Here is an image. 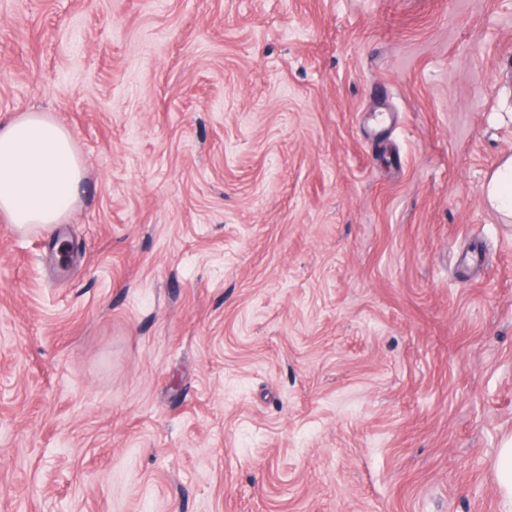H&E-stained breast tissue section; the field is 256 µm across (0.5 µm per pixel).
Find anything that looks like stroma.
<instances>
[{"label": "stroma", "mask_w": 512, "mask_h": 512, "mask_svg": "<svg viewBox=\"0 0 512 512\" xmlns=\"http://www.w3.org/2000/svg\"><path fill=\"white\" fill-rule=\"evenodd\" d=\"M0 512H501L512 0H0ZM82 162L69 130L45 112L0 120V214L18 230L48 231L77 202ZM482 202L488 208L512 217V154H504L486 181Z\"/></svg>", "instance_id": "obj_1"}]
</instances>
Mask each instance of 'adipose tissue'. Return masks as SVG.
I'll use <instances>...</instances> for the list:
<instances>
[{
	"label": "adipose tissue",
	"mask_w": 512,
	"mask_h": 512,
	"mask_svg": "<svg viewBox=\"0 0 512 512\" xmlns=\"http://www.w3.org/2000/svg\"><path fill=\"white\" fill-rule=\"evenodd\" d=\"M82 162L69 130L45 112L0 120V215L18 230H50L77 202ZM482 201L512 217V154L486 181Z\"/></svg>",
	"instance_id": "adipose-tissue-1"
}]
</instances>
